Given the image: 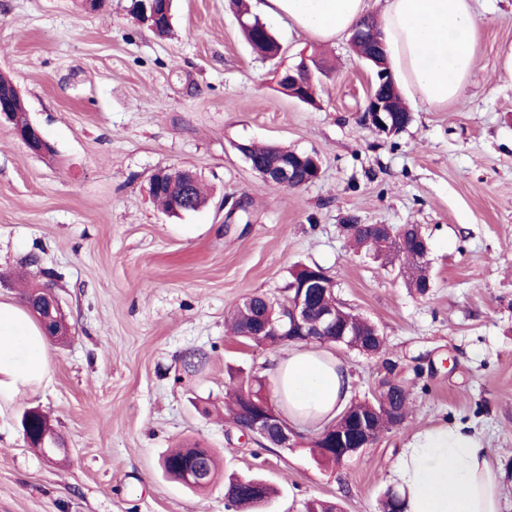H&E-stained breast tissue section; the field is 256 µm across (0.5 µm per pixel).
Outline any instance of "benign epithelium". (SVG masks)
I'll return each instance as SVG.
<instances>
[{"label":"benign epithelium","mask_w":512,"mask_h":512,"mask_svg":"<svg viewBox=\"0 0 512 512\" xmlns=\"http://www.w3.org/2000/svg\"><path fill=\"white\" fill-rule=\"evenodd\" d=\"M151 14L149 20L152 22L166 21L170 16V0H148ZM376 49L365 56L376 70L377 84L371 91L366 107L361 112L360 122L368 129L385 136H391L397 133L396 123L394 121V112L397 111L396 95L397 86L391 75L385 72L387 65L385 63L386 55L384 53L382 35L374 32ZM278 81L285 85V91L289 94L306 100L305 91L308 85L312 83L311 69L307 59H301V62L293 67H288L278 72ZM19 91L14 83L0 86V127L8 129L13 136L20 140L28 151L39 157L49 156L53 153V147L44 137L41 129L32 122L24 125L16 123L14 118V97ZM239 150L247 160L251 170L257 174L265 183L283 189H290L298 185V178L295 174V166L303 162H308V174L304 183L308 184L316 180L321 173V164L317 156L309 154L305 157L297 154L294 159L273 162H261L251 157L247 146H239ZM352 232H361L367 235L370 240H375L378 235H385V232L391 231L388 224H356L350 228ZM336 288L334 279H322L311 277L306 279L298 293L288 300V303L282 307L279 317H274L275 309L268 307V314L264 318L263 332L267 336H291L294 331L302 330L307 326L306 316L308 313V294L315 291H333ZM47 304L31 305V311L40 325L46 329V335L65 341L69 337V329L65 323V314L62 309L59 297L51 290H45ZM336 325V308L326 307L319 313V319L314 324L313 329L306 333V341L309 343L324 341L328 344L347 346L349 336L352 332L344 328L336 337L326 335V330ZM53 432L50 422H45L40 434L31 438L26 437L28 445L33 448L41 449L47 459H52L46 450V439ZM248 436L260 443L267 442L278 448H293L296 444L297 431L290 424L284 422L281 416L276 412L266 409L256 412L250 411L248 414V424L246 428ZM377 440L374 429L373 418L368 416L360 419V434L351 440L349 447L345 448V455L353 456L361 449L367 447Z\"/></svg>","instance_id":"7a95c632"}]
</instances>
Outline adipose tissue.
I'll use <instances>...</instances> for the list:
<instances>
[{
  "label": "adipose tissue",
  "mask_w": 512,
  "mask_h": 512,
  "mask_svg": "<svg viewBox=\"0 0 512 512\" xmlns=\"http://www.w3.org/2000/svg\"><path fill=\"white\" fill-rule=\"evenodd\" d=\"M390 71L405 97L430 108L462 101L476 60L472 0H381ZM368 0H261L266 16L320 42L366 15ZM48 343L20 306L0 302V395L42 380ZM273 398L295 426L330 423L347 405L349 368L314 345H297L272 368ZM403 512H501L495 458L472 428L441 423L413 431L389 473Z\"/></svg>",
  "instance_id": "ef3b65f1"
}]
</instances>
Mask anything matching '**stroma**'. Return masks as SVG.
Masks as SVG:
<instances>
[{
  "label": "stroma",
  "mask_w": 512,
  "mask_h": 512,
  "mask_svg": "<svg viewBox=\"0 0 512 512\" xmlns=\"http://www.w3.org/2000/svg\"><path fill=\"white\" fill-rule=\"evenodd\" d=\"M466 100L411 106L385 137L360 123L374 72L349 35L323 43L274 19L281 53L245 40L233 0H174L158 37L132 0H0V73L54 147L30 154L0 129V301L19 303L46 271L72 328L50 341L49 375L0 396V512H226L224 476L277 489L263 512H379L409 433L466 423L495 459L512 512V0H476ZM324 58L313 103L282 94L278 69ZM278 144L317 155L319 178L267 185L239 150ZM192 171L205 207L166 214L148 194L157 169ZM420 225L431 289L354 251L346 226ZM322 267L348 308L376 324L385 352H331L377 390L384 360L411 394L407 423L332 464L309 445L246 443L224 410L229 372L265 375L277 347L243 344L230 314L244 298H283L299 265ZM206 354L182 377L185 353ZM45 412L66 448H30L23 412ZM217 449L222 477L195 492L159 468L166 449Z\"/></svg>",
  "instance_id": "obj_1"
}]
</instances>
